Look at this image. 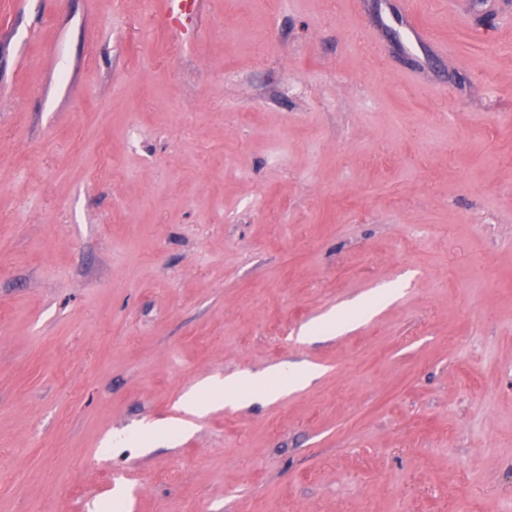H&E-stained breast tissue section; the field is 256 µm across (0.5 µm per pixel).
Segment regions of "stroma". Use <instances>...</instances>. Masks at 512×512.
<instances>
[{"instance_id":"obj_1","label":"stroma","mask_w":512,"mask_h":512,"mask_svg":"<svg viewBox=\"0 0 512 512\" xmlns=\"http://www.w3.org/2000/svg\"><path fill=\"white\" fill-rule=\"evenodd\" d=\"M166 2L0 0V512H512V0ZM166 17L171 25L192 22L199 14L201 0H170ZM400 3L401 8L398 16L405 29L413 36L417 43L430 42L432 37L427 28L421 23L416 2L413 0H402ZM275 372L278 392L306 384L312 377V371L297 366H279ZM252 381L253 379L246 377H228L224 381H213L201 391L204 399L192 396L183 401V405L188 411L196 413L208 404L207 401L224 399L225 404L237 403L243 397L254 395L252 389L261 387V381Z\"/></svg>"}]
</instances>
